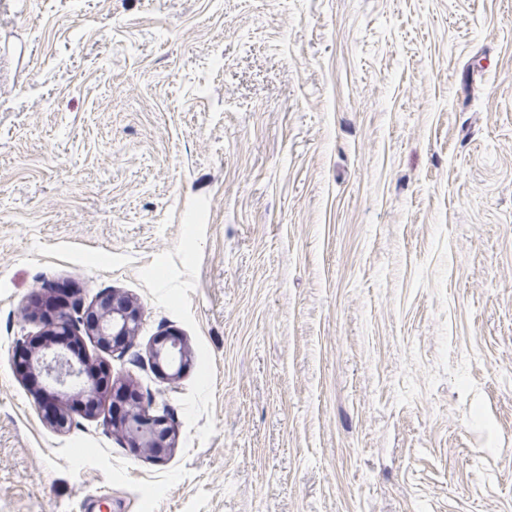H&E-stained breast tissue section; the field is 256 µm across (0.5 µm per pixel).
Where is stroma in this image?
Here are the masks:
<instances>
[{"label":"stroma","mask_w":512,"mask_h":512,"mask_svg":"<svg viewBox=\"0 0 512 512\" xmlns=\"http://www.w3.org/2000/svg\"><path fill=\"white\" fill-rule=\"evenodd\" d=\"M48 281L165 463L45 423ZM0 512H512V0H0ZM96 313V317L93 316ZM87 314L90 318L87 319ZM143 312L131 299L113 294L101 296L95 309L83 312L75 305L65 304L52 317L43 318L44 331L53 330L49 334L81 336L83 326L86 336H95L98 342L105 345L111 338H121L112 349L132 340L137 335ZM150 357L158 370L174 382L181 376L187 362L183 339L169 333L162 335L151 348ZM117 430L122 432L130 448L147 451L157 462L165 461L174 447L172 425L166 418L152 414L148 405L130 407Z\"/></svg>","instance_id":"obj_1"}]
</instances>
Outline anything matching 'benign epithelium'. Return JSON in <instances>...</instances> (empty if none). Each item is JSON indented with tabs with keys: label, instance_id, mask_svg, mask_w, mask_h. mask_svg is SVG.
<instances>
[{
	"label": "benign epithelium",
	"instance_id": "7a95c632",
	"mask_svg": "<svg viewBox=\"0 0 512 512\" xmlns=\"http://www.w3.org/2000/svg\"><path fill=\"white\" fill-rule=\"evenodd\" d=\"M143 312L131 299L117 295H104L95 304L94 316L75 305L65 304L52 317L43 319L44 330L56 334L94 336L102 345L110 339L120 338L124 344L137 335ZM153 364L170 381L177 380L185 368L187 351L183 339L164 334L151 348ZM44 377L51 393L58 398L78 390L89 399L94 398V386L88 377V369L80 360H73L61 347L49 345L39 356L31 359ZM129 447L141 449L157 461L163 462L174 447V430L164 417L154 415L144 404H135L124 414L121 427Z\"/></svg>",
	"mask_w": 512,
	"mask_h": 512
}]
</instances>
